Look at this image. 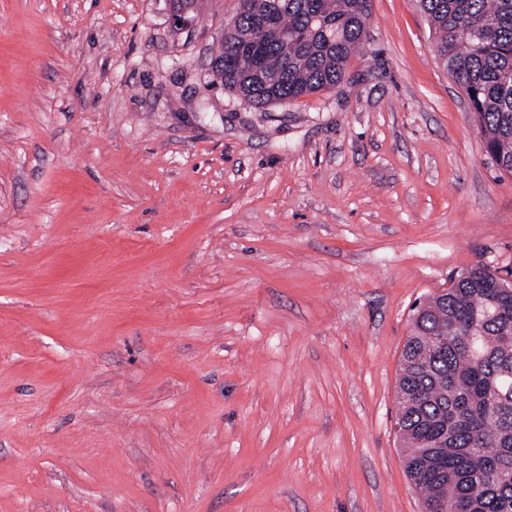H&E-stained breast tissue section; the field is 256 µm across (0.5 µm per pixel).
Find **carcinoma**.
I'll use <instances>...</instances> for the list:
<instances>
[{"label":"carcinoma","mask_w":512,"mask_h":512,"mask_svg":"<svg viewBox=\"0 0 512 512\" xmlns=\"http://www.w3.org/2000/svg\"><path fill=\"white\" fill-rule=\"evenodd\" d=\"M224 25L212 83L256 108L345 81L367 0H247ZM436 52L512 175V0H420ZM273 8L278 23L255 30ZM404 466L430 512H512V282L475 266L413 309L397 379Z\"/></svg>","instance_id":"obj_1"}]
</instances>
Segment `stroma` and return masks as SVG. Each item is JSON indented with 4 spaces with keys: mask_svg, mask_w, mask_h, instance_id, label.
Masks as SVG:
<instances>
[{
    "mask_svg": "<svg viewBox=\"0 0 512 512\" xmlns=\"http://www.w3.org/2000/svg\"><path fill=\"white\" fill-rule=\"evenodd\" d=\"M339 86H210L237 0H0V512H424L412 306L512 269V176L418 0Z\"/></svg>",
    "mask_w": 512,
    "mask_h": 512,
    "instance_id": "1",
    "label": "stroma"
}]
</instances>
